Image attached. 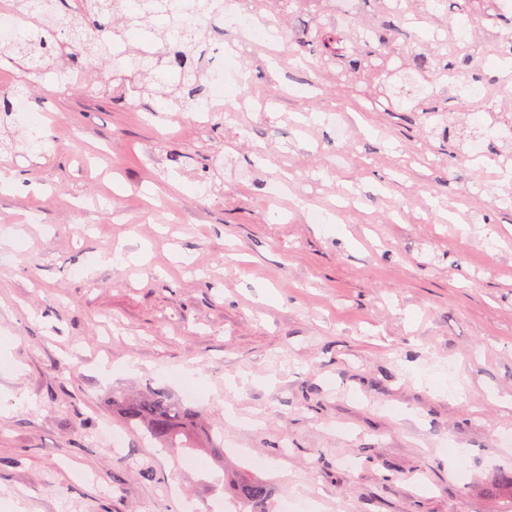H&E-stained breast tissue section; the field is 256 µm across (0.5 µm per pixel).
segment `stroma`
Instances as JSON below:
<instances>
[{
	"label": "stroma",
	"mask_w": 512,
	"mask_h": 512,
	"mask_svg": "<svg viewBox=\"0 0 512 512\" xmlns=\"http://www.w3.org/2000/svg\"><path fill=\"white\" fill-rule=\"evenodd\" d=\"M244 7L264 40L206 35L238 42L244 104L202 123L153 82L121 102L0 60L27 107L0 112V512H238L224 483L251 477L272 512H512L505 26L456 29L469 0H361L343 33L326 0ZM466 57L483 99L448 89ZM157 390L223 473L124 426L114 400Z\"/></svg>",
	"instance_id": "1"
}]
</instances>
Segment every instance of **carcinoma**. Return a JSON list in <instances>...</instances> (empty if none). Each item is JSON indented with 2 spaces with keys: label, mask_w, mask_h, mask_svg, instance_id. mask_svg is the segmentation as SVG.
Here are the masks:
<instances>
[{
  "label": "carcinoma",
  "mask_w": 512,
  "mask_h": 512,
  "mask_svg": "<svg viewBox=\"0 0 512 512\" xmlns=\"http://www.w3.org/2000/svg\"><path fill=\"white\" fill-rule=\"evenodd\" d=\"M25 18L32 20L36 29L7 46H0V59L22 65L27 71L52 72L60 86H70L78 74L58 64L68 51L80 49L89 57L105 63L112 57L114 21L148 32L155 31L154 21L171 14L176 19V30L183 36L182 58L188 71L171 85V91L162 94L168 108L186 112L205 96L207 86L203 61L191 50L194 44L192 17L204 10L208 0H18ZM127 66L123 72L100 71L104 83L116 81L120 87L140 90L139 82L149 79L164 81L162 68H170L171 58L162 47L151 54L138 50L127 51ZM120 406L127 427L141 426L150 438L173 452L185 448L196 449L201 441L195 426V415L174 401L167 393L157 391L142 399H122ZM242 507L249 512H270L269 489L260 478L240 481L234 485Z\"/></svg>",
  "instance_id": "obj_1"
}]
</instances>
